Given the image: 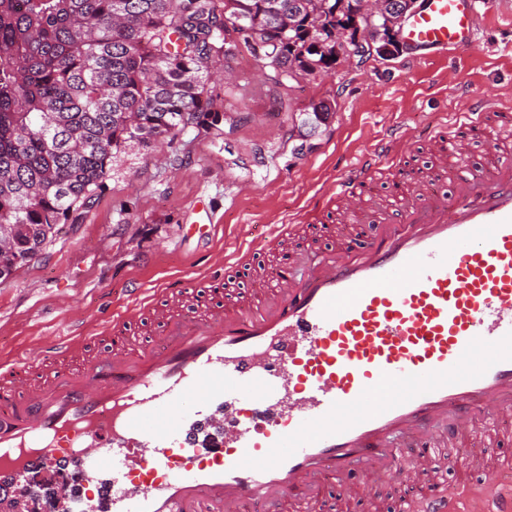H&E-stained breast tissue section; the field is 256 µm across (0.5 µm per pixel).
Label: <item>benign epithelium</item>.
I'll return each instance as SVG.
<instances>
[{"label": "benign epithelium", "instance_id": "7a95c632", "mask_svg": "<svg viewBox=\"0 0 512 512\" xmlns=\"http://www.w3.org/2000/svg\"><path fill=\"white\" fill-rule=\"evenodd\" d=\"M418 0H336L333 12L347 19L345 28L336 33V45L326 40L314 44L312 51L336 59L355 57L390 58L402 54L407 45L401 39L403 23L418 10ZM328 0H300L299 13L306 22L322 26Z\"/></svg>", "mask_w": 512, "mask_h": 512}]
</instances>
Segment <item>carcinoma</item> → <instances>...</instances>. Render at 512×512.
Segmentation results:
<instances>
[{"label": "carcinoma", "mask_w": 512, "mask_h": 512, "mask_svg": "<svg viewBox=\"0 0 512 512\" xmlns=\"http://www.w3.org/2000/svg\"><path fill=\"white\" fill-rule=\"evenodd\" d=\"M298 0H0V248L5 281L86 209L118 157L171 144L211 115L212 62L237 35L282 85L314 59Z\"/></svg>", "instance_id": "carcinoma-1"}]
</instances>
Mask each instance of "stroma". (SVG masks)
I'll return each mask as SVG.
<instances>
[{
    "label": "stroma",
    "mask_w": 512,
    "mask_h": 512,
    "mask_svg": "<svg viewBox=\"0 0 512 512\" xmlns=\"http://www.w3.org/2000/svg\"><path fill=\"white\" fill-rule=\"evenodd\" d=\"M479 22L474 48L427 64L406 55L364 63L343 61L317 77L275 84L247 48H240L231 79L210 85L219 122L190 128L158 151L127 150L115 162L93 205L64 225L35 260L0 282V363H41L56 342L96 349L125 311L129 289L154 292L171 277L207 284L225 255L266 240L252 268L270 275L277 254L303 247L326 253L342 236L331 190L390 126L410 128L398 168L381 165L361 188L367 211L398 216L387 192L394 171L421 174L432 162L431 133L463 101L442 78L456 70L469 94L500 95L512 102V0H473ZM329 101L333 112L318 123L311 102ZM249 186L242 194L241 186ZM317 208L314 228L288 241L270 237L271 224ZM214 218L210 244L185 240L187 224ZM225 303L241 299L246 282L225 268ZM362 501L328 487L315 512H399L408 490L391 474L370 478Z\"/></svg>",
    "instance_id": "1"
}]
</instances>
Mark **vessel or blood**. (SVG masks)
<instances>
[{
    "label": "vessel or blood",
    "instance_id": "vessel-or-blood-1",
    "mask_svg": "<svg viewBox=\"0 0 512 512\" xmlns=\"http://www.w3.org/2000/svg\"><path fill=\"white\" fill-rule=\"evenodd\" d=\"M402 38L430 58L470 48L471 0H423ZM490 113L512 129L497 97L472 102L435 134L429 175L390 183L405 207L397 223L375 225L367 246L357 247L352 225L361 178L410 139L398 128L337 180L343 244L307 271L301 255L284 253L276 288L228 306L215 270L198 311L174 306L194 289L177 278L115 320L83 366L70 368L74 350L60 344L49 377L28 362L1 367L0 481L72 468L110 512H243L248 503L277 512L286 500L313 505L331 480L347 498L365 497L368 481L349 478L359 470L422 483L447 451L472 475L480 512H512V497L494 494L498 469L459 451L512 416V147L484 163L471 155ZM439 184L447 190L437 195ZM143 316L157 333L129 351ZM241 401L253 425L223 446L226 412ZM429 483L405 512H454V488ZM42 512L86 504L64 490Z\"/></svg>",
    "mask_w": 512,
    "mask_h": 512
}]
</instances>
